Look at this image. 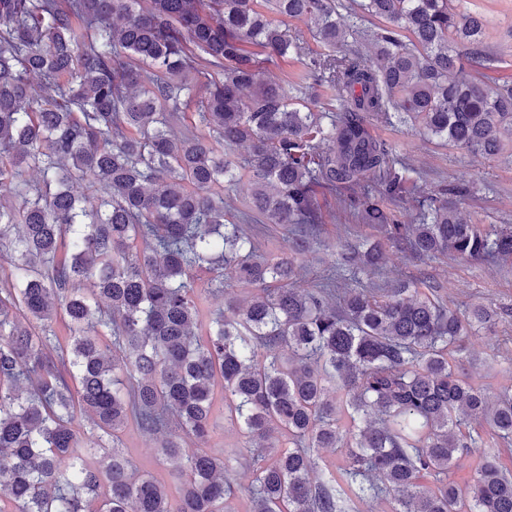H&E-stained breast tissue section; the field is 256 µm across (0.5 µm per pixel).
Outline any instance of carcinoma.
I'll return each instance as SVG.
<instances>
[{"label":"carcinoma","instance_id":"obj_1","mask_svg":"<svg viewBox=\"0 0 512 512\" xmlns=\"http://www.w3.org/2000/svg\"><path fill=\"white\" fill-rule=\"evenodd\" d=\"M273 14L305 22L321 51ZM484 36L482 16L454 0H0V512H229L239 459L249 512H350L356 500L512 512V473L489 453L466 487L449 476L479 427L512 442V387L491 396L463 368L462 343L490 310H452L418 280L357 281L332 299L336 275L378 267L385 243L417 260H512V226L457 210L470 184L424 194L369 129L376 118L473 154L512 150V75ZM350 38L368 51L344 50ZM248 45L302 61L341 110L309 107L302 79L261 76ZM191 107L195 126L176 132ZM243 169L234 222L224 187ZM78 181L95 205L71 191ZM325 193L382 239L322 244L326 281L305 289L297 260ZM414 196L417 223H398L392 205ZM243 221L293 238L263 251ZM212 296L224 310L204 325ZM218 412L244 447L181 454ZM130 423L164 434L169 482L127 455ZM326 448L346 464L313 483ZM85 449L102 451L98 465Z\"/></svg>","mask_w":512,"mask_h":512}]
</instances>
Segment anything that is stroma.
Here are the masks:
<instances>
[{"label":"stroma","instance_id":"35a3bbf8","mask_svg":"<svg viewBox=\"0 0 512 512\" xmlns=\"http://www.w3.org/2000/svg\"><path fill=\"white\" fill-rule=\"evenodd\" d=\"M460 3L483 16L488 52L504 60L506 73H512V0H460ZM370 129L373 135L389 141L411 177L425 178L428 187L469 180L473 195L460 207L463 218L469 223L512 225L511 156L476 157L463 149L439 145L418 132L377 120ZM321 202L330 206L333 214L320 226L318 244L312 245L300 258L304 265L300 283L306 288L316 287L321 282L330 260L321 248L322 243L344 237L373 238L377 235L376 230L356 223L333 196L322 197ZM405 277L430 281L449 308L483 304L497 310L495 321L476 329L464 349L471 355L470 376L474 383L492 393L512 387V262L463 261L447 257L423 262L389 248L378 268L359 275L363 284L375 288L390 287ZM122 441L141 470L158 478L171 470V463L158 457L156 440L143 437L130 427L124 431Z\"/></svg>","mask_w":512,"mask_h":512}]
</instances>
